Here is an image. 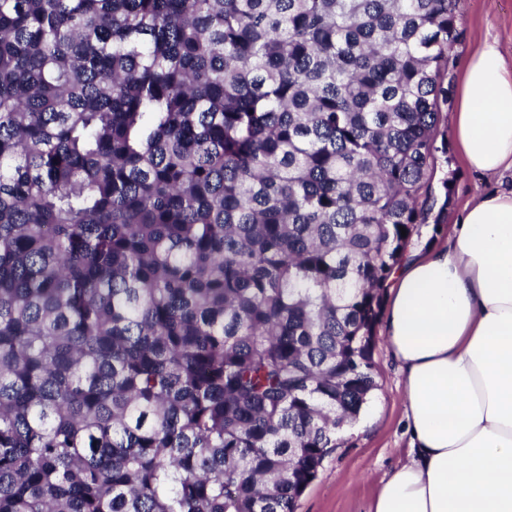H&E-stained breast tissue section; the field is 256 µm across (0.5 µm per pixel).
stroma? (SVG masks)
I'll return each mask as SVG.
<instances>
[{"mask_svg":"<svg viewBox=\"0 0 512 512\" xmlns=\"http://www.w3.org/2000/svg\"><path fill=\"white\" fill-rule=\"evenodd\" d=\"M457 13L463 36L449 55L451 77H459L463 60L486 37L499 41L512 67V0H459ZM495 186L468 170L456 152L438 159L433 189L438 194L450 189V205L441 223L422 225L412 250L446 243L449 226L466 202ZM373 363L376 389L343 444L326 457L318 477L297 500L295 512H370L381 480L405 455L403 377L384 343L376 344Z\"/></svg>","mask_w":512,"mask_h":512,"instance_id":"1","label":"stroma"}]
</instances>
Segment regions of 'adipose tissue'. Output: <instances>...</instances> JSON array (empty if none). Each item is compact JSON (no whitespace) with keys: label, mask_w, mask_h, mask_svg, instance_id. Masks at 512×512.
Here are the masks:
<instances>
[{"label":"adipose tissue","mask_w":512,"mask_h":512,"mask_svg":"<svg viewBox=\"0 0 512 512\" xmlns=\"http://www.w3.org/2000/svg\"><path fill=\"white\" fill-rule=\"evenodd\" d=\"M461 162L512 176V69L484 39L457 84ZM381 337L404 375L409 452L371 512H512V188L466 203L447 244L392 277Z\"/></svg>","instance_id":"obj_1"}]
</instances>
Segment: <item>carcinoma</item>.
<instances>
[{"mask_svg": "<svg viewBox=\"0 0 512 512\" xmlns=\"http://www.w3.org/2000/svg\"><path fill=\"white\" fill-rule=\"evenodd\" d=\"M457 4L0 0V512H294L436 205Z\"/></svg>", "mask_w": 512, "mask_h": 512, "instance_id": "1", "label": "carcinoma"}]
</instances>
